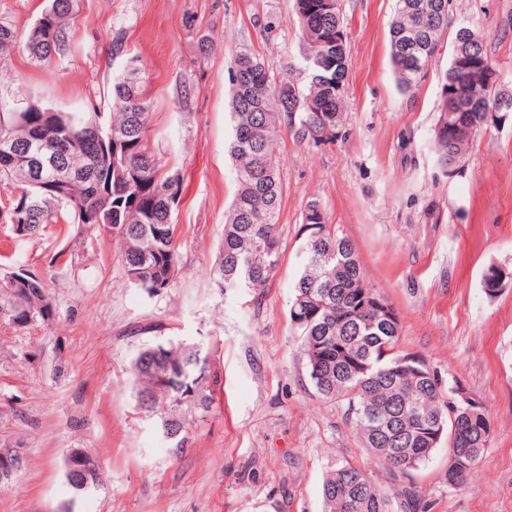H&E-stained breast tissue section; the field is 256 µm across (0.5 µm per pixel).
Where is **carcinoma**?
Masks as SVG:
<instances>
[{"label":"carcinoma","instance_id":"1","mask_svg":"<svg viewBox=\"0 0 512 512\" xmlns=\"http://www.w3.org/2000/svg\"><path fill=\"white\" fill-rule=\"evenodd\" d=\"M441 14L410 8L414 0H396L390 24V62L399 90L411 92L424 77L407 64L418 57L433 65L440 48L454 58L456 37L465 26L448 30L449 0ZM304 46V78L281 81L247 47L232 57L230 71L233 135L229 154L237 190L224 224V240L213 270L217 288L259 291L275 276L281 262L277 232L283 183L277 145L283 131L316 143L336 139L344 119L342 84L347 73V33L340 0H293ZM73 0H49L27 32L0 23V59L16 44L39 52L48 63L66 49V28ZM472 62H488L485 36L472 28ZM139 69L128 68L112 83V115L99 112H0V140L26 124L38 151L25 143L11 155L36 157L39 165L22 179L0 154V224L16 235L36 237L47 224H93L118 238L124 276L148 295L167 288L179 271L173 211L180 199L179 173L163 171L149 141L150 105ZM505 90L473 82L467 94L472 109L454 111L440 98L431 138L436 162L467 157L474 140L487 130L481 108L495 104ZM112 159L105 162L107 133ZM81 150L93 168V187L74 197L64 188L69 179L66 154ZM309 232L300 245L302 271L289 309L306 360L311 385L326 400L347 405L365 446L403 483L386 486L349 462L336 465L322 484L325 512H413V472L439 448L448 447V485L460 486L488 448L492 422L482 406L451 402L454 387L419 360L403 378L409 354L398 350L401 322L387 298L366 281L351 241L327 224L321 206L310 202L302 216ZM56 309L43 279L17 267L0 273V321L23 330L55 318ZM212 358L199 344L155 341L131 363L137 401L150 393L149 413L169 422L178 437L172 452L185 442L188 417L207 414L213 396L204 373ZM169 369L165 384L156 370Z\"/></svg>","mask_w":512,"mask_h":512}]
</instances>
